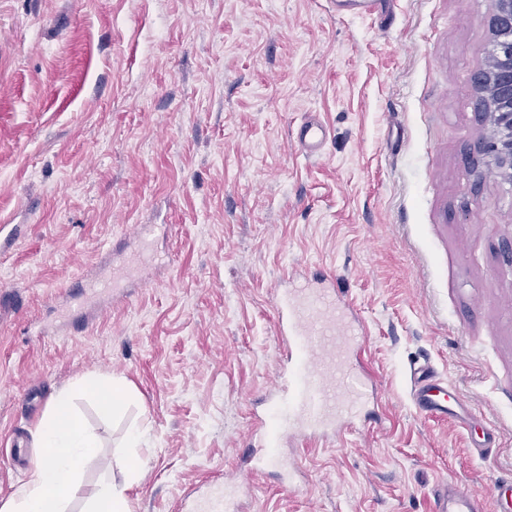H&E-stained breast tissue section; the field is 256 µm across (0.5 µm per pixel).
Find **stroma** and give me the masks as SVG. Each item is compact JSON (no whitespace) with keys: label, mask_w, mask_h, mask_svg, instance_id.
<instances>
[{"label":"stroma","mask_w":512,"mask_h":512,"mask_svg":"<svg viewBox=\"0 0 512 512\" xmlns=\"http://www.w3.org/2000/svg\"><path fill=\"white\" fill-rule=\"evenodd\" d=\"M495 0H0V499L6 462L55 396L100 444L84 512L139 429L131 512L234 482L275 373V303L295 274L359 315L371 424L296 439L302 490L254 476L245 512H434L442 478L483 512L512 479V183L475 167L491 130L472 77ZM327 130L319 155L296 132ZM150 226L149 286L84 314L82 277ZM430 362L469 427L417 413ZM125 381L116 411L79 390ZM492 432L486 458L472 441ZM390 0H350L345 3L351 11L361 16H382L388 14Z\"/></svg>","instance_id":"1"}]
</instances>
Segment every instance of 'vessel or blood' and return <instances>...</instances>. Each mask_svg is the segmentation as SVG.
<instances>
[{
    "label": "vessel or blood",
    "mask_w": 512,
    "mask_h": 512,
    "mask_svg": "<svg viewBox=\"0 0 512 512\" xmlns=\"http://www.w3.org/2000/svg\"><path fill=\"white\" fill-rule=\"evenodd\" d=\"M302 147L317 150L326 138L321 123L307 121L298 134ZM146 252L126 254L109 276L87 277L86 297L102 294L124 296V283L131 278L146 282L139 268ZM279 359L276 376L268 389L267 416L255 426L267 446L261 453H247L249 474L276 469L286 474L289 492L299 487L291 478L299 471L296 458L284 448L296 436L330 441L348 431L373 396L371 378L358 364L365 344L361 321L350 306L324 282L308 278L289 282L276 300ZM413 403L420 413L465 421L467 411L447 380L434 367L412 368ZM240 485L210 484L192 489L179 500V512H241L237 500ZM436 512H482L480 494L467 484L442 480L435 491Z\"/></svg>",
    "instance_id": "vessel-or-blood-1"
}]
</instances>
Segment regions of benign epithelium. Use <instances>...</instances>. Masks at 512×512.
I'll return each mask as SVG.
<instances>
[{"label":"benign epithelium","mask_w":512,"mask_h":512,"mask_svg":"<svg viewBox=\"0 0 512 512\" xmlns=\"http://www.w3.org/2000/svg\"><path fill=\"white\" fill-rule=\"evenodd\" d=\"M492 25L502 47L489 55L482 69L487 79L476 86L480 102L492 109V131L477 152L490 172L512 182V0H495Z\"/></svg>","instance_id":"1"}]
</instances>
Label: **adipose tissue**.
<instances>
[{
  "instance_id": "obj_1",
  "label": "adipose tissue",
  "mask_w": 512,
  "mask_h": 512,
  "mask_svg": "<svg viewBox=\"0 0 512 512\" xmlns=\"http://www.w3.org/2000/svg\"><path fill=\"white\" fill-rule=\"evenodd\" d=\"M69 393H59L51 410L38 425L36 439L41 458L30 469L27 480L7 499L0 512H68L79 490L83 466L96 457L99 444L70 410ZM121 480H108L94 497L91 512H129L126 491L138 477L135 458L118 462Z\"/></svg>"
}]
</instances>
